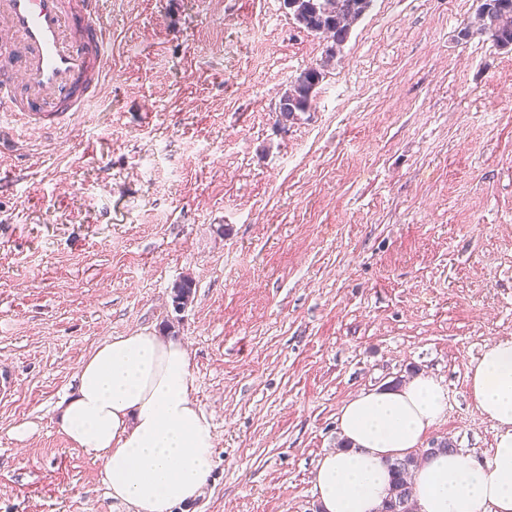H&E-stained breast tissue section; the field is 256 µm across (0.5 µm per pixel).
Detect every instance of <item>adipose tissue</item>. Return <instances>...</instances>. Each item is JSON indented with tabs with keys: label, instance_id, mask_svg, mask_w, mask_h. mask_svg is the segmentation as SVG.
Instances as JSON below:
<instances>
[{
	"label": "adipose tissue",
	"instance_id": "adipose-tissue-1",
	"mask_svg": "<svg viewBox=\"0 0 512 512\" xmlns=\"http://www.w3.org/2000/svg\"><path fill=\"white\" fill-rule=\"evenodd\" d=\"M467 380L496 424L492 456L484 463L457 451L420 457L412 477L417 512H512V338L488 345ZM446 407L442 387L423 375L346 403L345 446L323 455L315 471L321 512H380L392 487L390 462L414 454ZM58 424L99 460L110 496L133 512L194 503L215 466V435L194 398L189 351L155 332L99 343Z\"/></svg>",
	"mask_w": 512,
	"mask_h": 512
}]
</instances>
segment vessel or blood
<instances>
[{"label": "vessel or blood", "mask_w": 512, "mask_h": 512, "mask_svg": "<svg viewBox=\"0 0 512 512\" xmlns=\"http://www.w3.org/2000/svg\"><path fill=\"white\" fill-rule=\"evenodd\" d=\"M103 0H0V114L51 138L112 72Z\"/></svg>", "instance_id": "1"}]
</instances>
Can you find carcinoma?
Returning a JSON list of instances; mask_svg holds the SVG:
<instances>
[{
	"instance_id": "obj_1",
	"label": "carcinoma",
	"mask_w": 512,
	"mask_h": 512,
	"mask_svg": "<svg viewBox=\"0 0 512 512\" xmlns=\"http://www.w3.org/2000/svg\"><path fill=\"white\" fill-rule=\"evenodd\" d=\"M374 0H288V11L299 28L321 35H330L324 57L314 66L300 72L288 82L279 101V117L293 123L309 111L315 90L325 70L336 58L337 51L349 37L354 25L371 9ZM479 27L492 37L500 48H512V0H482L478 10ZM193 291L192 279L185 277L175 283L172 301L184 307ZM417 461L412 456L392 463L394 483L382 512H410L414 507L411 476Z\"/></svg>"
}]
</instances>
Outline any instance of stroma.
I'll use <instances>...</instances> for the list:
<instances>
[{"instance_id":"obj_1","label":"stroma","mask_w":512,"mask_h":512,"mask_svg":"<svg viewBox=\"0 0 512 512\" xmlns=\"http://www.w3.org/2000/svg\"><path fill=\"white\" fill-rule=\"evenodd\" d=\"M479 5L375 0L285 126L325 42L280 0H105L111 80L0 150V512H131L56 420L134 330L187 346L216 437L175 512H318L341 407L420 374L448 395L424 447L490 459L467 372L512 338V51L465 34Z\"/></svg>"}]
</instances>
